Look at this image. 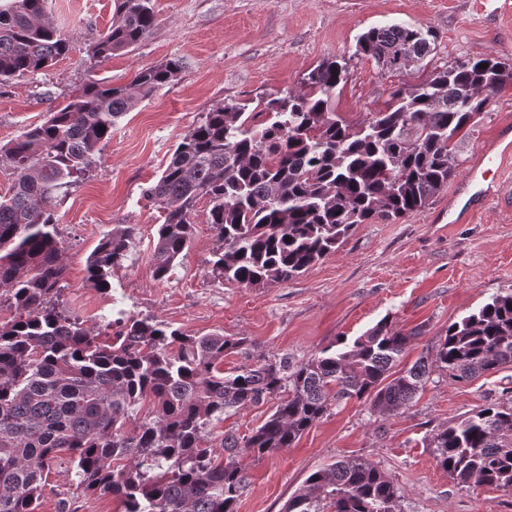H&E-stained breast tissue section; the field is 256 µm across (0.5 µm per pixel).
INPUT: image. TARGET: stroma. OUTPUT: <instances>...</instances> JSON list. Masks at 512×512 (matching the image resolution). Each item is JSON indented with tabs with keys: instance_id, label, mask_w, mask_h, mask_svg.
<instances>
[{
	"instance_id": "1",
	"label": "stroma",
	"mask_w": 512,
	"mask_h": 512,
	"mask_svg": "<svg viewBox=\"0 0 512 512\" xmlns=\"http://www.w3.org/2000/svg\"><path fill=\"white\" fill-rule=\"evenodd\" d=\"M155 11L156 25L143 41L97 65L88 50L111 26L113 0H46L49 21L70 41L68 52L48 70L0 84L3 145L89 81L123 85L168 59L184 63L174 81L118 121L89 178L56 209L61 299L85 328L104 333L123 310L199 335L245 338L224 356L230 370L284 356L301 364L386 319L421 330L402 360L408 367L451 324L512 291V158L500 165V194L484 206L472 208L462 189L482 156L501 138L512 140V87L467 132L455 177L429 205L394 223L356 225L335 252L287 282L246 288L214 280L208 261L219 242L201 213L181 264L169 279H156L152 251L161 211L141 195L203 113L230 98L299 89L304 73L324 57L350 61L336 110L354 122L384 109L399 81L419 82L467 58H512V0H155ZM399 22L436 32L423 66L384 75L373 60L355 58L360 34ZM459 214L464 222L449 223ZM128 225L132 254L102 293L87 277L88 257L104 235ZM488 406L512 407L511 366L463 383L433 372L413 407L391 416L364 401L333 404L290 447L243 459L248 486L236 512H283L308 475L339 459L387 473L400 491L395 512H512V492L457 485L430 445L439 428ZM64 505L70 512H123L112 496L76 491L71 471L57 464L37 512Z\"/></svg>"
}]
</instances>
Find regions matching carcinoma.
<instances>
[{"mask_svg": "<svg viewBox=\"0 0 512 512\" xmlns=\"http://www.w3.org/2000/svg\"><path fill=\"white\" fill-rule=\"evenodd\" d=\"M112 25L91 47L102 63L147 37L153 0H113ZM437 36L411 23L372 27L355 54L403 73ZM68 51L45 0H0V81L51 67ZM183 68L171 58L124 85L90 81L45 121L0 147L16 174L0 196V512H35L52 465L68 456L76 487L110 494L125 512H236L242 457L295 440L332 402L367 399L393 415L412 406L434 370L462 382L512 364V292L448 327L432 359L394 371L420 335L379 322L301 364L288 358L224 371L245 338L195 336L154 317L122 316L103 341L59 303L64 274L55 209L84 179L118 120ZM347 63L322 59L298 90L217 104L176 145L142 195L163 210L155 277H170L192 241L197 205L221 242L211 276L251 287L305 272L354 226L390 223L424 208L458 166L461 133L512 85V61L494 55L435 69L402 84L388 106L350 122L336 112ZM133 227L104 236L87 275L102 291L128 259ZM152 411L138 419L143 402ZM273 403L243 436L215 433L224 415ZM437 461L469 488L512 491V409L486 407L432 436ZM399 489L383 471L338 460L313 473L285 512H395Z\"/></svg>", "mask_w": 512, "mask_h": 512, "instance_id": "1", "label": "carcinoma"}]
</instances>
